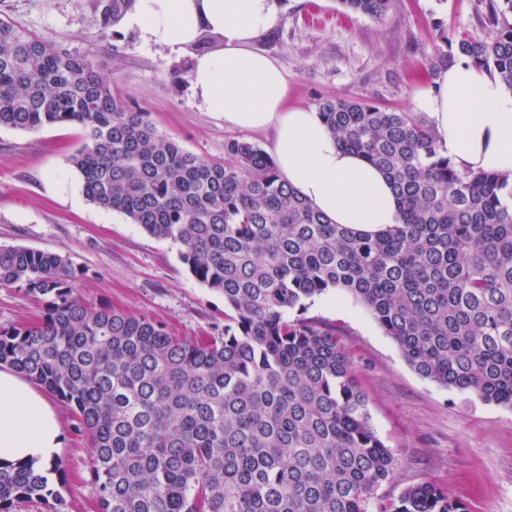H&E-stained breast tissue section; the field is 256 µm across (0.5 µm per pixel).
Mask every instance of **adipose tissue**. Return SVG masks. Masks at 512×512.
Wrapping results in <instances>:
<instances>
[{
  "instance_id": "obj_1",
  "label": "adipose tissue",
  "mask_w": 512,
  "mask_h": 512,
  "mask_svg": "<svg viewBox=\"0 0 512 512\" xmlns=\"http://www.w3.org/2000/svg\"><path fill=\"white\" fill-rule=\"evenodd\" d=\"M273 20L272 0H134L121 23L143 45L188 53L195 99L225 125L272 131L281 177L332 223L363 232L397 223L385 176L340 148L316 112L289 105L283 70L253 49ZM420 101L457 170L512 171V92L497 74L458 60ZM63 447L50 398L0 368V464L49 467Z\"/></svg>"
}]
</instances>
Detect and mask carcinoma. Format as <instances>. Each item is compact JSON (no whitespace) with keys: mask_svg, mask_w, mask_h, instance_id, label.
Segmentation results:
<instances>
[{"mask_svg":"<svg viewBox=\"0 0 512 512\" xmlns=\"http://www.w3.org/2000/svg\"><path fill=\"white\" fill-rule=\"evenodd\" d=\"M339 2L379 19L394 0ZM485 27L440 33L430 68L466 58L512 91V0H488ZM317 114L390 179L400 223H330L244 139L199 159L115 96L91 54L0 21V127L78 125L69 162L87 198L179 245L232 311L222 336H178L83 297L67 257L0 246V284L45 298L40 323L0 330V366L78 416L100 512H461L433 482L376 496L397 459L340 333L291 314L343 291L421 377L512 407V172L456 170L417 112L326 99ZM51 473L0 467V512L33 497L63 512Z\"/></svg>","mask_w":512,"mask_h":512,"instance_id":"carcinoma-1","label":"carcinoma"}]
</instances>
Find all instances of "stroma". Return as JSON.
Wrapping results in <instances>:
<instances>
[{
	"label": "stroma",
	"mask_w": 512,
	"mask_h": 512,
	"mask_svg": "<svg viewBox=\"0 0 512 512\" xmlns=\"http://www.w3.org/2000/svg\"><path fill=\"white\" fill-rule=\"evenodd\" d=\"M486 0H394L384 18L345 11L339 0H275L273 26L254 42L285 71L292 100L313 109L325 99H366L416 111L432 81L429 61L439 30L484 35ZM105 0H0V19L42 42L82 55L157 129L203 159L224 155L237 131L199 106L191 59L143 48L103 14ZM74 125L33 132L0 127V246L68 256L80 293L100 304L162 321L182 336L224 332V298L199 283L179 248L149 236L124 214L83 192L69 158L81 145ZM42 299L0 285V329L34 324ZM307 319L341 331L371 422L398 460L383 498L431 481L465 512H512V409L443 388L418 375L396 343L349 295L315 299ZM65 448L50 479L64 512H99L90 475L91 448L77 416L57 403Z\"/></svg>",
	"instance_id": "obj_1"
}]
</instances>
